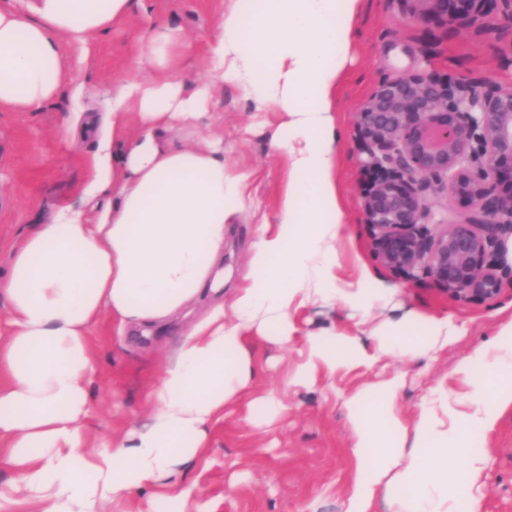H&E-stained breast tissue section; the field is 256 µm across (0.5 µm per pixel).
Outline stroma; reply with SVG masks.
Listing matches in <instances>:
<instances>
[{"instance_id": "stroma-1", "label": "stroma", "mask_w": 512, "mask_h": 512, "mask_svg": "<svg viewBox=\"0 0 512 512\" xmlns=\"http://www.w3.org/2000/svg\"><path fill=\"white\" fill-rule=\"evenodd\" d=\"M230 4L231 0H145L143 9L96 37L88 54L64 48L66 66L84 85L83 97L73 98L67 87L39 111L0 110L1 274L7 271L11 248L43 223L52 207H78L84 202L94 146L79 137L64 138L66 118L74 112L102 117L114 86L131 77L153 76L152 67L139 59L136 45L158 21L181 29L191 45L179 67L185 83L204 80L213 21ZM430 34L436 43L427 52L423 46ZM425 70L453 77L471 74L512 87V28L480 30L463 20L433 27L411 0H362L337 96L343 127L338 179L344 224L336 278L340 285L355 286L362 276H369L392 289V301L366 318L341 302L333 307L306 306L291 314L295 332L287 348L255 346L254 356L264 369L256 393L275 390L288 409L261 427L251 422L247 405L230 409L223 428L211 436V466L203 474L191 471L184 477L185 483L199 485L189 503L194 512H344L356 475L355 421L346 402L359 390H377L391 378L403 381L395 406L408 421L440 389L447 390L449 400L462 410L477 397L490 406L496 403L495 382L485 365L470 357L512 323V288L483 301L456 300L430 280L410 281L391 272L374 255L361 209L368 156L356 136V113L379 79ZM212 110L211 131L224 138L228 171L245 179L248 209L226 227L224 274L216 289L207 291L187 316L150 336L113 335L106 319L95 328L91 344L96 373L88 385L93 444L111 445L147 420V395L186 326L241 284L253 226L274 219L287 181V161L271 147L268 135L283 122V114L256 111L239 89L229 85ZM408 312L420 327L444 318L455 328L448 347L434 359L383 356L367 366L320 376L311 387L286 384L285 368L302 360L308 334L333 331L366 345L376 326ZM467 361L472 368L466 375L460 367ZM479 447L485 459L479 512H512V407L483 433ZM234 479L240 485L229 500L224 491Z\"/></svg>"}]
</instances>
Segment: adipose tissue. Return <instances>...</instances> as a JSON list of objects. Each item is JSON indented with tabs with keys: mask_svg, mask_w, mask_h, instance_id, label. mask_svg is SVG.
I'll return each instance as SVG.
<instances>
[{
	"mask_svg": "<svg viewBox=\"0 0 512 512\" xmlns=\"http://www.w3.org/2000/svg\"><path fill=\"white\" fill-rule=\"evenodd\" d=\"M361 0H232L216 21L207 77L186 86L177 68L187 46L178 30L155 24L138 54L158 68L149 81L112 90V110L90 159L88 206L56 207L12 248L0 277L7 329L0 331V512H125L145 494L147 512L187 504L181 476L206 468L210 437L234 403L248 401L254 425L284 413L275 393L251 392L261 369L255 343L287 346L290 314L343 300L370 312L379 288L348 292L336 280L342 210L337 180L336 94L356 31ZM134 0H0V109L32 111L52 102L72 77L62 48L84 47L129 17ZM257 109L282 112L270 133L288 179L273 223L259 225L249 273L230 304L214 302L181 337L150 392L149 422L112 450L94 449L87 382L95 371L92 329L109 316L113 333L162 329L218 281L224 230L247 208L243 183L229 174L221 140L191 147L208 126L225 85ZM136 132H129V125ZM373 345L322 333L305 338L290 372L315 385L357 360L384 355L434 358L448 323L418 333L415 316L378 326ZM512 406V325L479 347ZM401 387L348 403L356 419V478L346 512H372L385 493L394 512H448L461 481L476 484V437L496 419L477 409L456 415L447 394L424 402L413 425L394 403ZM463 466H448L449 455Z\"/></svg>",
	"mask_w": 512,
	"mask_h": 512,
	"instance_id": "adipose-tissue-1",
	"label": "adipose tissue"
}]
</instances>
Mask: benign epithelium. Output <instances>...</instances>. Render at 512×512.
I'll return each mask as SVG.
<instances>
[{"label": "benign epithelium", "instance_id": "benign-epithelium-1", "mask_svg": "<svg viewBox=\"0 0 512 512\" xmlns=\"http://www.w3.org/2000/svg\"><path fill=\"white\" fill-rule=\"evenodd\" d=\"M418 2L438 24L498 14L512 24V0ZM356 116L369 155L362 212L379 262L456 300L512 287V265L492 260L512 238V87L431 71L388 76ZM434 184L465 211L436 218Z\"/></svg>", "mask_w": 512, "mask_h": 512}]
</instances>
